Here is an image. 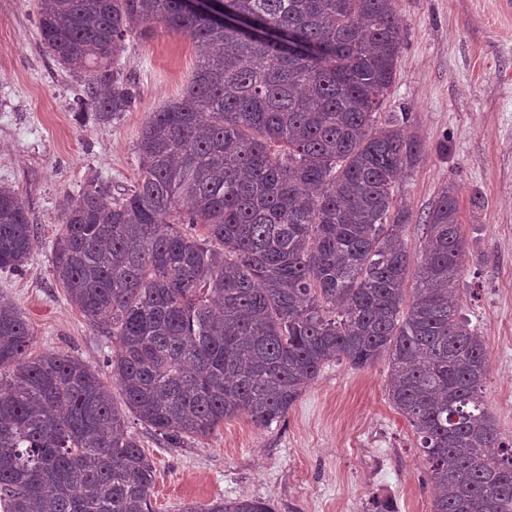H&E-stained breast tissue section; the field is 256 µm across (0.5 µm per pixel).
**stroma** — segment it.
Here are the masks:
<instances>
[{
    "label": "stroma",
    "mask_w": 512,
    "mask_h": 512,
    "mask_svg": "<svg viewBox=\"0 0 512 512\" xmlns=\"http://www.w3.org/2000/svg\"><path fill=\"white\" fill-rule=\"evenodd\" d=\"M404 46L386 109L408 116L424 153L397 197L412 219L405 240L424 252L422 220L453 186L467 258L459 279L462 312L485 337L486 403L503 438L512 437V0H398ZM120 64L135 83L128 112L109 124L73 108L80 85L37 32V0H0V186L28 209L35 246L17 272L0 271L10 300L34 337L32 350L77 357L111 383L112 344L89 325L51 272L61 213L90 180L113 196L134 188L137 144L152 112L178 97L195 67L190 40L156 29L129 37ZM481 206H474V196ZM386 361L355 369L326 365L285 421L258 428L225 420L210 438L168 447L136 419L134 434L156 468L155 512L184 503L259 497L275 512H370L373 499L395 512H431V493L408 422L385 396Z\"/></svg>",
    "instance_id": "obj_1"
}]
</instances>
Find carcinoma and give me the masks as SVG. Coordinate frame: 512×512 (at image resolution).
Segmentation results:
<instances>
[{
    "label": "carcinoma",
    "mask_w": 512,
    "mask_h": 512,
    "mask_svg": "<svg viewBox=\"0 0 512 512\" xmlns=\"http://www.w3.org/2000/svg\"><path fill=\"white\" fill-rule=\"evenodd\" d=\"M223 3L218 22L183 0H39L40 40L80 74L77 109L100 124L136 99L127 37L184 35L196 66L145 123L131 193L90 181L52 244L68 299L116 344L126 410L83 361L33 354L0 297V512H153L156 469L127 414L179 448L240 415L284 420L331 362L382 359L432 512H512V439L483 406L488 349L457 302L467 245L451 190L425 218L420 261L404 239L396 185L425 145L378 121L403 46L396 0ZM33 244L23 199L1 188L0 270H21Z\"/></svg>",
    "instance_id": "cac0c4a2"
}]
</instances>
